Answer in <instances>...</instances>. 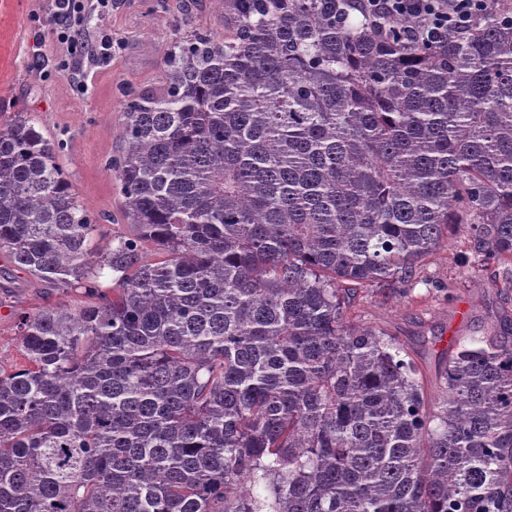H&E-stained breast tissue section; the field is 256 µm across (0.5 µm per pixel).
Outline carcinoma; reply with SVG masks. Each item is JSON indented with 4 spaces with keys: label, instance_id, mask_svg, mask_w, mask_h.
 <instances>
[{
    "label": "carcinoma",
    "instance_id": "cac0c4a2",
    "mask_svg": "<svg viewBox=\"0 0 512 512\" xmlns=\"http://www.w3.org/2000/svg\"><path fill=\"white\" fill-rule=\"evenodd\" d=\"M224 11L125 104L112 295L54 142L0 127V252L96 298L19 322L0 512H512V338L458 344L430 398L346 321L453 224L512 267V23L412 45L336 0Z\"/></svg>",
    "mask_w": 512,
    "mask_h": 512
}]
</instances>
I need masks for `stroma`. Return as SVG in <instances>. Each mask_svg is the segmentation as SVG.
Instances as JSON below:
<instances>
[{
	"label": "stroma",
	"mask_w": 512,
	"mask_h": 512,
	"mask_svg": "<svg viewBox=\"0 0 512 512\" xmlns=\"http://www.w3.org/2000/svg\"><path fill=\"white\" fill-rule=\"evenodd\" d=\"M51 0H0V125L15 112L58 147L56 161L80 204L96 218L98 246L132 237L120 181L109 164L124 147L122 123L128 96L160 90L167 52L191 35L223 38L222 0H116L111 12L88 10L83 34H112V57L84 68L75 91L61 64L70 55L49 23ZM80 287L59 288L16 267L0 252V366L27 364L18 319L45 308L73 309ZM512 313V272L473 255L464 227L416 267L412 282L364 286L351 301L349 324L395 338L417 364L427 394L441 383V352L497 329L496 317Z\"/></svg>",
	"instance_id": "stroma-1"
}]
</instances>
